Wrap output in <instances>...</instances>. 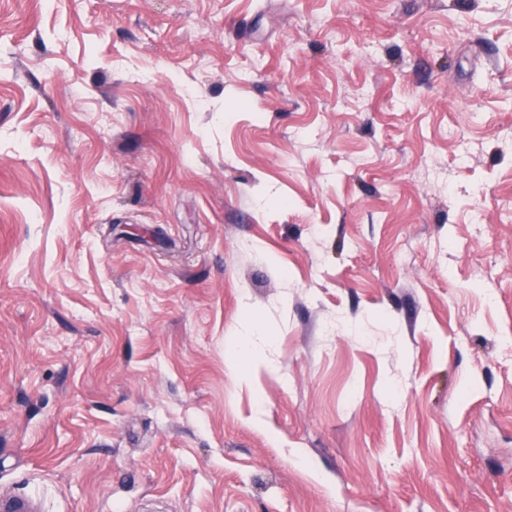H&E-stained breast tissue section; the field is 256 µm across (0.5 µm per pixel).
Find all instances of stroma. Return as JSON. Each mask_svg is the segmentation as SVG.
Wrapping results in <instances>:
<instances>
[{
  "mask_svg": "<svg viewBox=\"0 0 512 512\" xmlns=\"http://www.w3.org/2000/svg\"><path fill=\"white\" fill-rule=\"evenodd\" d=\"M511 326L512 0H0L1 495L512 512Z\"/></svg>",
  "mask_w": 512,
  "mask_h": 512,
  "instance_id": "stroma-1",
  "label": "stroma"
}]
</instances>
